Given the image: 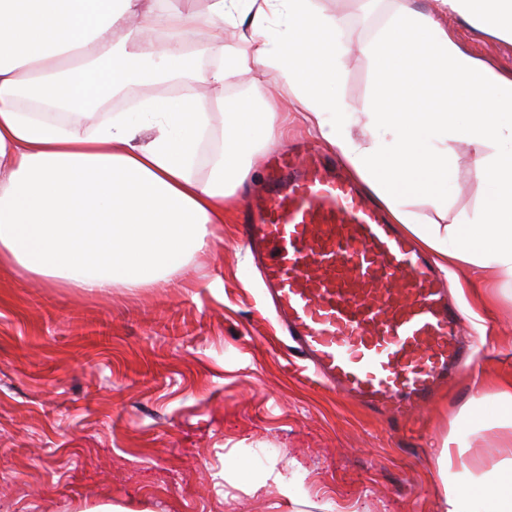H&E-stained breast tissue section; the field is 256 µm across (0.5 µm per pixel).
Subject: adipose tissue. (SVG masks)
Listing matches in <instances>:
<instances>
[{
	"mask_svg": "<svg viewBox=\"0 0 512 512\" xmlns=\"http://www.w3.org/2000/svg\"><path fill=\"white\" fill-rule=\"evenodd\" d=\"M157 0H0V264L57 284L100 293L171 282L209 248L214 225L233 218L247 159L275 129L272 104L242 99L224 115L221 147L207 180L192 163L210 131L206 100L149 96L110 112L88 132L71 117L153 77L188 69L183 41L209 35L215 66L199 80L223 85L274 77L310 134L330 147L439 266L473 267L488 280L512 278V71L471 55L436 15L401 0L365 45L375 92L352 111L336 91L343 17L314 0H210L206 11ZM442 11L512 40V0H439ZM240 46L225 44V27ZM162 40L138 38L139 29ZM47 103L66 107L50 116ZM360 136H353V129ZM481 146L482 206L448 228L456 188L450 143ZM432 206L422 218L415 203ZM500 464L447 480L458 451L445 437L437 457L443 512H512V380L498 385Z\"/></svg>",
	"mask_w": 512,
	"mask_h": 512,
	"instance_id": "obj_1",
	"label": "adipose tissue"
}]
</instances>
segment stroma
Segmentation results:
<instances>
[{
  "instance_id": "35a3bbf8",
  "label": "stroma",
  "mask_w": 512,
  "mask_h": 512,
  "mask_svg": "<svg viewBox=\"0 0 512 512\" xmlns=\"http://www.w3.org/2000/svg\"><path fill=\"white\" fill-rule=\"evenodd\" d=\"M316 3L349 19L337 89L362 109L375 87L362 47L396 0ZM440 21L474 56L512 70V42L454 14ZM185 50L192 70L177 85L190 93L259 105L280 95L265 83L201 84L194 72L209 63L210 41L187 38ZM453 149L451 226L484 199L479 147ZM457 278L475 312L464 328L482 350L478 374L512 377V284ZM282 340L233 223L214 227L212 249L173 283L133 294H90L0 267V512L139 500L157 512H270L274 493L253 483L271 466L303 473L299 512L325 503L331 512H441L437 445L448 433L464 448L454 479H467L473 462L486 472L500 462L494 420L477 430L460 421L468 385L441 393L400 439L385 418L289 362ZM228 466L245 477L226 481Z\"/></svg>"
}]
</instances>
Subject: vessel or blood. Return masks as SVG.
<instances>
[{
    "instance_id": "b4317fda",
    "label": "vessel or blood",
    "mask_w": 512,
    "mask_h": 512,
    "mask_svg": "<svg viewBox=\"0 0 512 512\" xmlns=\"http://www.w3.org/2000/svg\"><path fill=\"white\" fill-rule=\"evenodd\" d=\"M242 236L289 358L367 411L407 422L475 370L464 314L428 256L318 149L271 154Z\"/></svg>"
}]
</instances>
